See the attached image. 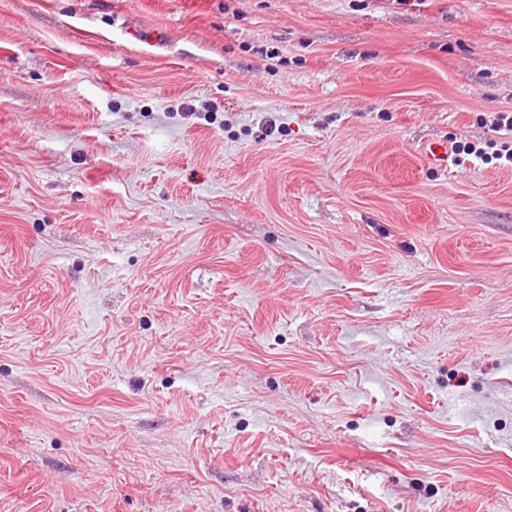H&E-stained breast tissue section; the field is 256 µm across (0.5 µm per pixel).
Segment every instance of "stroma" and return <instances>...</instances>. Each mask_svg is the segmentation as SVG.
<instances>
[{"label":"stroma","instance_id":"obj_1","mask_svg":"<svg viewBox=\"0 0 512 512\" xmlns=\"http://www.w3.org/2000/svg\"><path fill=\"white\" fill-rule=\"evenodd\" d=\"M512 0H0V512H512ZM493 131L502 136L510 135V137L500 138L498 140L490 141L487 145L488 148L493 149L488 153L483 148H476L475 146H462L461 152L467 155H474L480 160L490 163L492 160H504L512 164V113L511 112H498L496 118L491 123ZM506 132V133H500ZM424 161L431 167L447 169L450 164L448 142L444 140H432L424 147Z\"/></svg>","mask_w":512,"mask_h":512}]
</instances>
